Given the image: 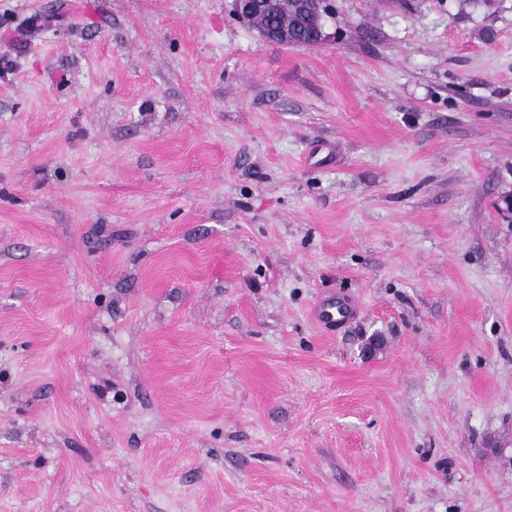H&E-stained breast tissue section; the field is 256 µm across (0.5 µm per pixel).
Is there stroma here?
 <instances>
[{
    "label": "stroma",
    "instance_id": "35a3bbf8",
    "mask_svg": "<svg viewBox=\"0 0 512 512\" xmlns=\"http://www.w3.org/2000/svg\"><path fill=\"white\" fill-rule=\"evenodd\" d=\"M332 5L0 0V512H512V0ZM234 11L238 17L250 22L259 34L268 42L277 45L310 47L323 43L327 34L325 22L319 27L323 11L330 10L329 0H233ZM289 13L297 22L317 26V34L311 41H298L288 25L279 22L282 14ZM268 22H270L268 24ZM357 308V300L329 293L317 301L313 308V314L321 326L332 331L352 320L357 313Z\"/></svg>",
    "mask_w": 512,
    "mask_h": 512
}]
</instances>
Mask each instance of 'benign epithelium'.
<instances>
[{
	"mask_svg": "<svg viewBox=\"0 0 512 512\" xmlns=\"http://www.w3.org/2000/svg\"><path fill=\"white\" fill-rule=\"evenodd\" d=\"M330 10L329 0H234L237 16L250 22L268 42L277 45L310 47L323 43L327 34L319 26L322 12ZM289 13L297 22L317 27V34L311 41H298L286 24H276L279 17Z\"/></svg>",
	"mask_w": 512,
	"mask_h": 512,
	"instance_id": "obj_1",
	"label": "benign epithelium"
}]
</instances>
